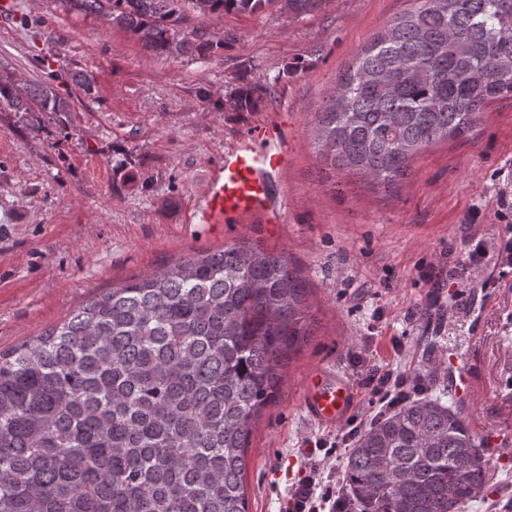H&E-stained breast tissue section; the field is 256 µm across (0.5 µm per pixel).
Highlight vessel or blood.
<instances>
[{"instance_id": "obj_1", "label": "vessel or blood", "mask_w": 512, "mask_h": 512, "mask_svg": "<svg viewBox=\"0 0 512 512\" xmlns=\"http://www.w3.org/2000/svg\"><path fill=\"white\" fill-rule=\"evenodd\" d=\"M291 162L284 121L254 124L225 149L208 176L201 201L190 208L188 223L224 224L249 216L261 217L267 224L284 223L288 197L276 181ZM355 402L353 386L325 371L310 378L303 395L309 416L325 426L344 421Z\"/></svg>"}]
</instances>
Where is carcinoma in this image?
I'll use <instances>...</instances> for the list:
<instances>
[{
  "mask_svg": "<svg viewBox=\"0 0 512 512\" xmlns=\"http://www.w3.org/2000/svg\"><path fill=\"white\" fill-rule=\"evenodd\" d=\"M160 56L217 53L209 22L323 0H60ZM196 24L188 26L189 21ZM267 89L234 88L236 112ZM512 97V0H410L315 113L320 161L388 192L413 158L465 139ZM50 80L0 79V112H69ZM283 251L226 243L136 277L0 352V512H248L254 416L276 403L289 350L312 335ZM488 458L461 408L417 398L361 431L344 512H464Z\"/></svg>",
  "mask_w": 512,
  "mask_h": 512,
  "instance_id": "cac0c4a2",
  "label": "carcinoma"
}]
</instances>
